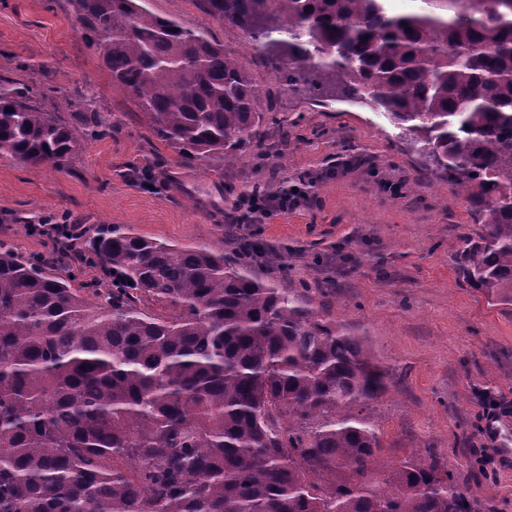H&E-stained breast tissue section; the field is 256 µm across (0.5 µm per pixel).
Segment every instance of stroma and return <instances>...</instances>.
Masks as SVG:
<instances>
[{
    "label": "stroma",
    "mask_w": 512,
    "mask_h": 512,
    "mask_svg": "<svg viewBox=\"0 0 512 512\" xmlns=\"http://www.w3.org/2000/svg\"><path fill=\"white\" fill-rule=\"evenodd\" d=\"M153 13L205 32L259 92L263 153L178 162L137 102L113 84L75 22L72 0H0V85L22 83L61 102L69 123L95 113L109 135L88 140L67 169L0 157V241L64 267L55 237L32 224H78L84 238L128 224L147 238L233 256L240 236L277 248L256 276L301 289L304 306L336 321L387 372L367 409L388 471L433 454L475 512H512V464L487 437L484 396L512 401V301L488 305L460 267L480 224L380 112L292 90L268 55L202 0H147ZM154 187H144V179ZM310 184L305 206L264 224L228 223L248 190Z\"/></svg>",
    "instance_id": "35a3bbf8"
}]
</instances>
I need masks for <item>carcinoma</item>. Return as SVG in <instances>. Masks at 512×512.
<instances>
[{
  "mask_svg": "<svg viewBox=\"0 0 512 512\" xmlns=\"http://www.w3.org/2000/svg\"><path fill=\"white\" fill-rule=\"evenodd\" d=\"M263 40L288 86L384 113L485 228L463 272L512 300V0H202ZM112 82L189 163L262 151L248 74L145 0H74ZM0 85V148L67 168L88 128ZM84 255L115 279L0 243V512H473L433 455L381 474L366 414L386 372L356 336L256 277L252 260L125 224ZM154 300L165 314L147 312Z\"/></svg>",
  "mask_w": 512,
  "mask_h": 512,
  "instance_id": "cac0c4a2",
  "label": "carcinoma"
}]
</instances>
